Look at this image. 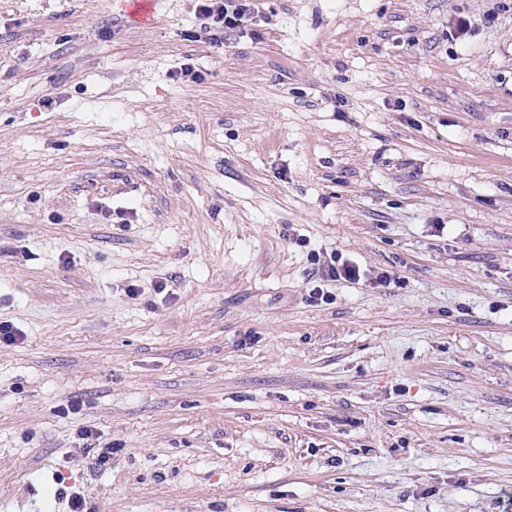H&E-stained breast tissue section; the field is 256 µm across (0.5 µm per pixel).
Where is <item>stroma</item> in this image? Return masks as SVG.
<instances>
[{
    "label": "stroma",
    "instance_id": "stroma-1",
    "mask_svg": "<svg viewBox=\"0 0 512 512\" xmlns=\"http://www.w3.org/2000/svg\"><path fill=\"white\" fill-rule=\"evenodd\" d=\"M195 6L0 0V512H505L512 0ZM255 0H197L196 17L200 31L209 42L223 44L224 36L231 35L255 18ZM78 437L80 440H86L81 446H79V450H83L84 454H87L89 457L90 453H96V455H92V459L95 460L94 468L97 470H102L106 468V465L109 463V460L112 457V454L116 452L115 448L112 446H105L104 448H99L100 443L98 441L97 436H93L92 430L88 428H81L78 432ZM95 442V443H91Z\"/></svg>",
    "mask_w": 512,
    "mask_h": 512
}]
</instances>
